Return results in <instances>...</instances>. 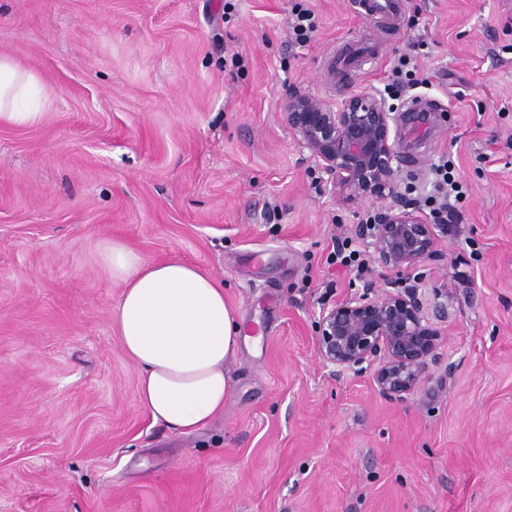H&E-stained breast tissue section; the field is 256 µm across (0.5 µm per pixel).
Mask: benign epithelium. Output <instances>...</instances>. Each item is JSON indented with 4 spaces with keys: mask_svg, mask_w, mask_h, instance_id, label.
I'll use <instances>...</instances> for the list:
<instances>
[{
    "mask_svg": "<svg viewBox=\"0 0 512 512\" xmlns=\"http://www.w3.org/2000/svg\"><path fill=\"white\" fill-rule=\"evenodd\" d=\"M283 116L344 201H387L374 223L358 229L381 265L408 273L436 252L444 225L417 214L402 199L391 137L396 113L384 97L359 90L335 104L296 95L286 101ZM439 336L418 287H370L321 310L317 353L333 377L374 369L378 394L402 400L424 381Z\"/></svg>",
    "mask_w": 512,
    "mask_h": 512,
    "instance_id": "1",
    "label": "benign epithelium"
}]
</instances>
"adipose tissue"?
Listing matches in <instances>:
<instances>
[{"mask_svg":"<svg viewBox=\"0 0 512 512\" xmlns=\"http://www.w3.org/2000/svg\"><path fill=\"white\" fill-rule=\"evenodd\" d=\"M45 94L41 77L0 54V126L38 124L27 102ZM101 261L123 285L111 323L139 370L137 398L154 421L189 433L224 411L231 391L228 363L241 326L224 299V286L194 265L146 262L140 253L108 242Z\"/></svg>","mask_w":512,"mask_h":512,"instance_id":"1","label":"adipose tissue"}]
</instances>
